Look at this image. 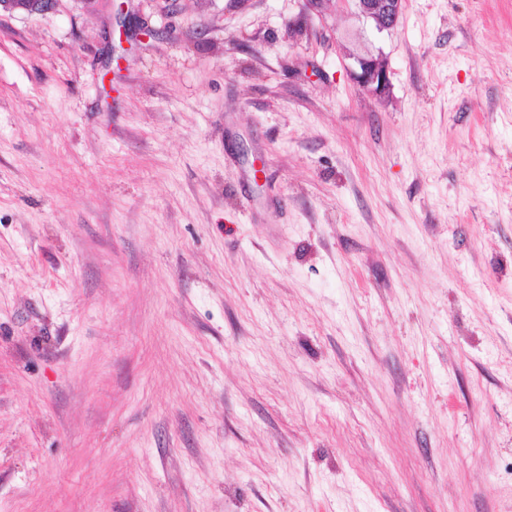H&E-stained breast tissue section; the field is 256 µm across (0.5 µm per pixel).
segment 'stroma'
<instances>
[{
  "label": "stroma",
  "mask_w": 512,
  "mask_h": 512,
  "mask_svg": "<svg viewBox=\"0 0 512 512\" xmlns=\"http://www.w3.org/2000/svg\"><path fill=\"white\" fill-rule=\"evenodd\" d=\"M0 512H512V0L1 13ZM403 0H355L359 17L368 22L378 34L389 33L397 25ZM355 69L351 70L353 79L367 92L378 98H384L390 90L388 62L378 53L354 55Z\"/></svg>",
  "instance_id": "stroma-1"
}]
</instances>
